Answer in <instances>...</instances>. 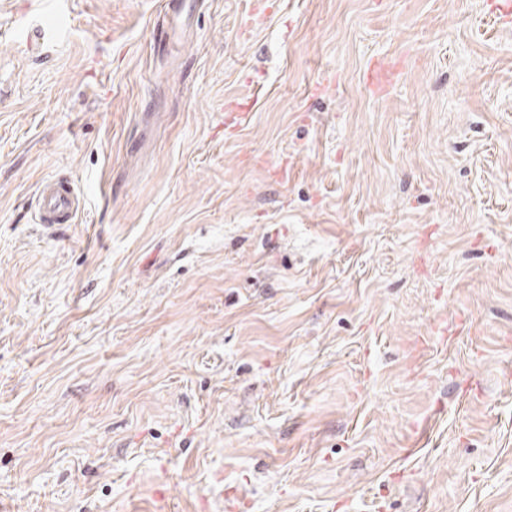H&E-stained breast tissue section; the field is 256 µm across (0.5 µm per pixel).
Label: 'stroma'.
I'll use <instances>...</instances> for the list:
<instances>
[{"instance_id": "1", "label": "stroma", "mask_w": 512, "mask_h": 512, "mask_svg": "<svg viewBox=\"0 0 512 512\" xmlns=\"http://www.w3.org/2000/svg\"><path fill=\"white\" fill-rule=\"evenodd\" d=\"M494 3L0 0V512H512ZM39 224L51 228L55 224H74L85 206L80 186L69 178L54 177L43 181L37 193Z\"/></svg>"}]
</instances>
